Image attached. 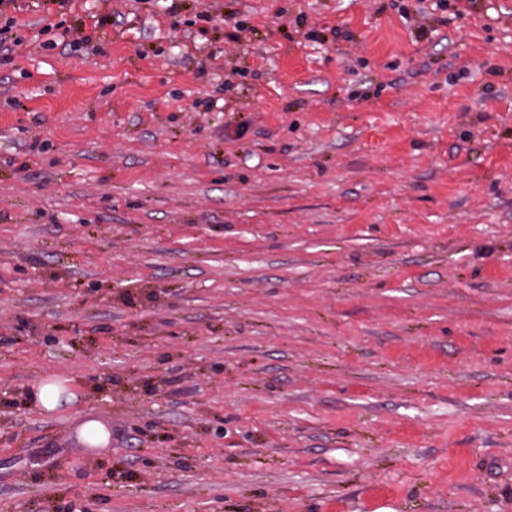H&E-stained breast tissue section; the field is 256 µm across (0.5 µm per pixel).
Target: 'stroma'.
I'll use <instances>...</instances> for the list:
<instances>
[{"label": "stroma", "mask_w": 512, "mask_h": 512, "mask_svg": "<svg viewBox=\"0 0 512 512\" xmlns=\"http://www.w3.org/2000/svg\"><path fill=\"white\" fill-rule=\"evenodd\" d=\"M449 3L16 0L0 512H512V0ZM49 383H51L50 380L43 382L40 386L32 389L30 399L37 408L46 411H53L59 405L61 392L52 394ZM110 431L108 426L100 420L84 422L78 432L77 442L80 445H105L108 443Z\"/></svg>", "instance_id": "obj_1"}]
</instances>
